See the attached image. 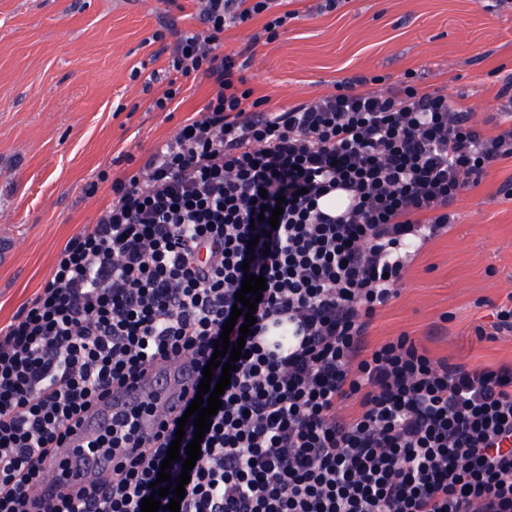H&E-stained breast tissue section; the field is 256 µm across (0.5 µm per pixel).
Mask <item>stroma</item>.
Segmentation results:
<instances>
[{"instance_id": "obj_1", "label": "stroma", "mask_w": 512, "mask_h": 512, "mask_svg": "<svg viewBox=\"0 0 512 512\" xmlns=\"http://www.w3.org/2000/svg\"><path fill=\"white\" fill-rule=\"evenodd\" d=\"M0 0V226L16 254L0 264V324L47 279L60 249L96 223L111 178L198 116L212 93L181 79L169 111L153 108L173 72L163 46L172 28L198 27L196 0ZM288 0L297 18L260 42L244 75L268 107L285 109L333 93L354 75L421 90L470 107L476 122L498 113L512 73V0ZM150 93H143V85ZM512 159L487 169L448 212L452 222L424 244L398 296L380 309L367 340L408 333L433 358L472 368L512 363V332L479 338L495 308L512 302Z\"/></svg>"}]
</instances>
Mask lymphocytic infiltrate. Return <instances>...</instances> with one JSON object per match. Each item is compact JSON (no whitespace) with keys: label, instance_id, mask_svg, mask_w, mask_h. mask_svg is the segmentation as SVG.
<instances>
[{"label":"lymphocytic infiltrate","instance_id":"f902f5d3","mask_svg":"<svg viewBox=\"0 0 512 512\" xmlns=\"http://www.w3.org/2000/svg\"><path fill=\"white\" fill-rule=\"evenodd\" d=\"M276 0H199L168 66L215 92L61 249L35 297L0 326V512H141L175 439L137 414L92 442L117 464L54 495L46 462L83 414L147 367L205 369L245 273L264 276L222 406L200 440L180 512H512V364L432 358L400 333L366 337L397 297L416 243L493 164L512 125L369 77L276 112L251 103L245 60L288 14ZM269 13L238 55L225 27ZM341 191L337 214L320 201ZM282 207L278 228L263 208Z\"/></svg>","mask_w":512,"mask_h":512}]
</instances>
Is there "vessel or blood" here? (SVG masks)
Segmentation results:
<instances>
[{"instance_id": "1", "label": "vessel or blood", "mask_w": 512, "mask_h": 512, "mask_svg": "<svg viewBox=\"0 0 512 512\" xmlns=\"http://www.w3.org/2000/svg\"><path fill=\"white\" fill-rule=\"evenodd\" d=\"M195 366L183 362L177 365H157L143 376L110 394L86 413L67 438L63 452L47 465L50 482L59 491L75 486H88L112 470V458L94 449L89 443L112 423L116 414L140 412L142 405L153 402L157 411L142 415L140 425L146 434L156 433L161 426L177 417L192 396Z\"/></svg>"}]
</instances>
